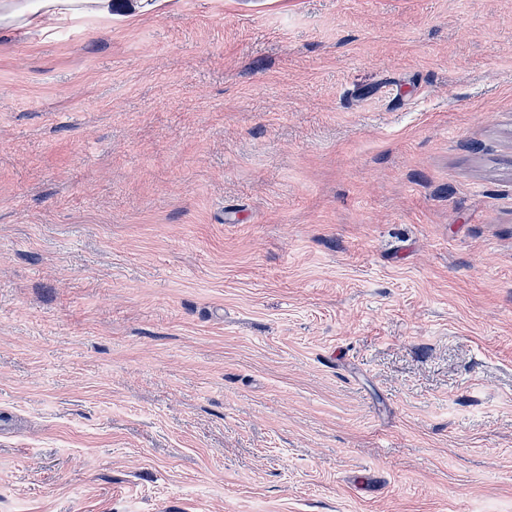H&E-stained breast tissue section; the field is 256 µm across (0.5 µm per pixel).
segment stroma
I'll list each match as a JSON object with an SVG mask.
<instances>
[{"label":"stroma","mask_w":512,"mask_h":512,"mask_svg":"<svg viewBox=\"0 0 512 512\" xmlns=\"http://www.w3.org/2000/svg\"><path fill=\"white\" fill-rule=\"evenodd\" d=\"M0 512H512V0L0 27Z\"/></svg>","instance_id":"stroma-1"}]
</instances>
